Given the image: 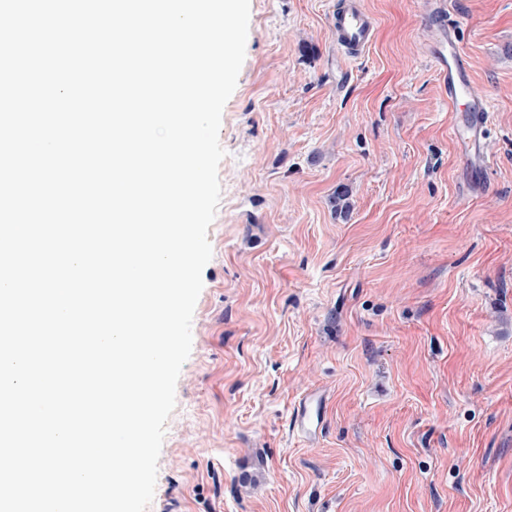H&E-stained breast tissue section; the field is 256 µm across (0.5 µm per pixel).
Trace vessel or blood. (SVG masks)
Instances as JSON below:
<instances>
[{
    "label": "vessel or blood",
    "instance_id": "obj_1",
    "mask_svg": "<svg viewBox=\"0 0 512 512\" xmlns=\"http://www.w3.org/2000/svg\"><path fill=\"white\" fill-rule=\"evenodd\" d=\"M333 32L338 48L344 54L357 56L371 44L374 23L369 14L355 5L336 9L333 14ZM441 40L433 53V59L448 87L449 103H457L467 97L473 102L470 114L455 137L460 144V157L467 164H478L483 160L484 114L489 105L476 92L469 74V62L457 45L450 30L440 32ZM325 401L321 395L311 393L299 403L293 415V428L308 439L315 438L323 427Z\"/></svg>",
    "mask_w": 512,
    "mask_h": 512
}]
</instances>
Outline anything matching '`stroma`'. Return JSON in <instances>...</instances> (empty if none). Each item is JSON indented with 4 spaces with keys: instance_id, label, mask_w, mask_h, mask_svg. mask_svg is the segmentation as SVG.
<instances>
[{
    "instance_id": "stroma-1",
    "label": "stroma",
    "mask_w": 512,
    "mask_h": 512,
    "mask_svg": "<svg viewBox=\"0 0 512 512\" xmlns=\"http://www.w3.org/2000/svg\"><path fill=\"white\" fill-rule=\"evenodd\" d=\"M343 2L250 0L147 512H512V0H357L355 57ZM438 13L490 105L482 167L453 136ZM333 32L338 48L346 55L358 56L372 43L374 23L369 14L356 5L336 8L332 14ZM325 401L321 395L310 393L299 403L293 415V430L307 438L313 439L323 427Z\"/></svg>"
}]
</instances>
